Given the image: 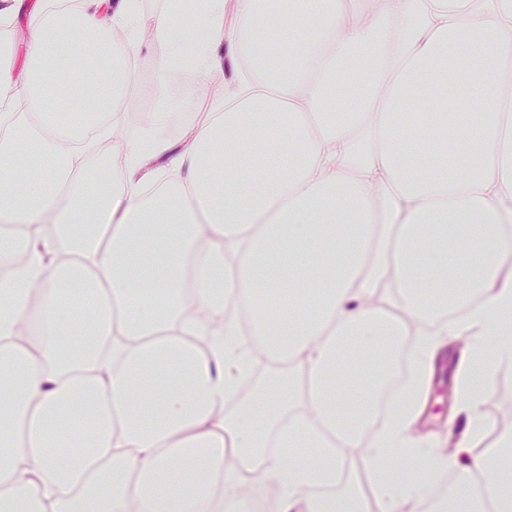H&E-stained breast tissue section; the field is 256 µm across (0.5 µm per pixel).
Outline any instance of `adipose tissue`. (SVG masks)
I'll return each mask as SVG.
<instances>
[{
    "mask_svg": "<svg viewBox=\"0 0 512 512\" xmlns=\"http://www.w3.org/2000/svg\"><path fill=\"white\" fill-rule=\"evenodd\" d=\"M316 2L222 87L216 49L262 41L261 0H235L230 28L225 0L154 18L160 75L200 39L181 76L214 110L177 147L156 112L113 149L108 191L85 151L115 128L134 48L87 26L107 11L129 35L136 0H43L23 55L0 51L1 78L28 74L0 105V512H223L216 477L233 494L244 471L280 512H371L313 493L354 454L454 471V512H512V449H477L483 373L512 365V0ZM255 336L302 374L225 412ZM452 336L484 362L456 371L463 464L412 433ZM386 340L414 343L408 391L370 438ZM278 428L305 465L268 453ZM425 487L388 473L376 494L422 512Z\"/></svg>",
    "mask_w": 512,
    "mask_h": 512,
    "instance_id": "obj_1",
    "label": "adipose tissue"
}]
</instances>
